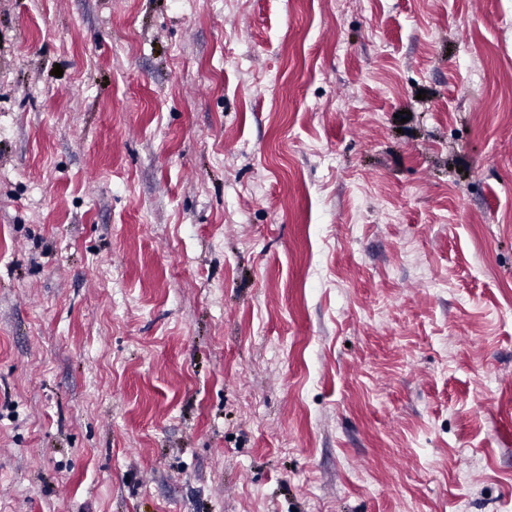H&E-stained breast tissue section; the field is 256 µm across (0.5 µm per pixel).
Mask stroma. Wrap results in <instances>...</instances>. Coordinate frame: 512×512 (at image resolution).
I'll use <instances>...</instances> for the list:
<instances>
[{"mask_svg":"<svg viewBox=\"0 0 512 512\" xmlns=\"http://www.w3.org/2000/svg\"><path fill=\"white\" fill-rule=\"evenodd\" d=\"M0 512H512V0H0Z\"/></svg>","mask_w":512,"mask_h":512,"instance_id":"stroma-1","label":"stroma"}]
</instances>
